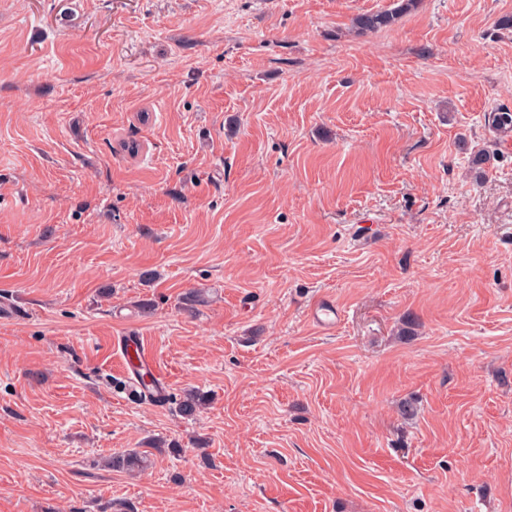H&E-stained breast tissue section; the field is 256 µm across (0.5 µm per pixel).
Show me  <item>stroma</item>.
<instances>
[{"label": "stroma", "instance_id": "stroma-1", "mask_svg": "<svg viewBox=\"0 0 512 512\" xmlns=\"http://www.w3.org/2000/svg\"><path fill=\"white\" fill-rule=\"evenodd\" d=\"M392 5L0 0V512H512V0ZM416 0H396V6L390 10L364 13L356 16L353 20L354 27L362 32L376 31L390 26L399 15L410 10ZM133 368L136 369V366ZM135 374L138 378V382L136 388L133 389L131 393L134 400L169 403L174 406L181 416L186 418H194L197 416L208 401L207 395L196 390L183 391L179 397L169 394L155 395L156 392H160V384L153 374L148 370L143 372L137 369L135 370ZM148 454L138 450L115 453L109 458L108 465L114 470L126 472L143 470L148 463Z\"/></svg>", "mask_w": 512, "mask_h": 512}]
</instances>
